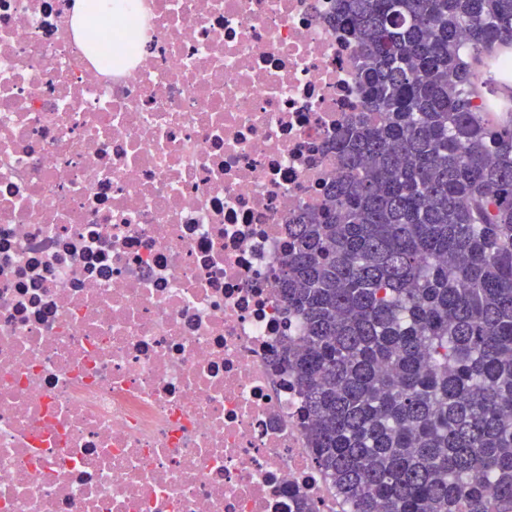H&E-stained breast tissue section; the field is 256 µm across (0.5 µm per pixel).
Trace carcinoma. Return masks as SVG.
Wrapping results in <instances>:
<instances>
[{
	"label": "carcinoma",
	"instance_id": "carcinoma-1",
	"mask_svg": "<svg viewBox=\"0 0 512 512\" xmlns=\"http://www.w3.org/2000/svg\"><path fill=\"white\" fill-rule=\"evenodd\" d=\"M363 111L281 276L286 363L349 512H512V0H340Z\"/></svg>",
	"mask_w": 512,
	"mask_h": 512
}]
</instances>
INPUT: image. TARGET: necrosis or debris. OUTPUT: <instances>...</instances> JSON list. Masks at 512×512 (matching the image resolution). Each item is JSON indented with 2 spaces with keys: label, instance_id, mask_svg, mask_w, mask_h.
I'll use <instances>...</instances> for the list:
<instances>
[{
  "label": "necrosis or debris",
  "instance_id": "4bbe7bcc",
  "mask_svg": "<svg viewBox=\"0 0 512 512\" xmlns=\"http://www.w3.org/2000/svg\"><path fill=\"white\" fill-rule=\"evenodd\" d=\"M0 0V512H348L278 275L361 111L335 0Z\"/></svg>",
  "mask_w": 512,
  "mask_h": 512
}]
</instances>
